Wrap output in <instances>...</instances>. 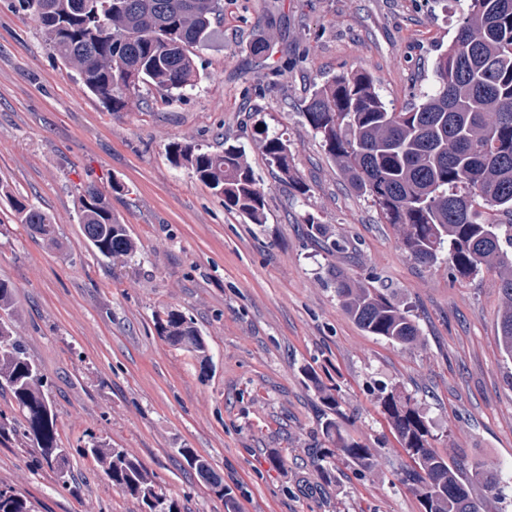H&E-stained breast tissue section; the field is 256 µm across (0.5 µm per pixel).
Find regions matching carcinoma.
<instances>
[{
    "label": "carcinoma",
    "mask_w": 512,
    "mask_h": 512,
    "mask_svg": "<svg viewBox=\"0 0 512 512\" xmlns=\"http://www.w3.org/2000/svg\"><path fill=\"white\" fill-rule=\"evenodd\" d=\"M19 8L35 16L52 50L77 70L83 85L119 112L142 84L163 96L196 87L197 50L211 39L221 0H19ZM433 73V86L420 102L397 112L382 99L369 72H343L314 85L303 116L381 219L402 227V245L412 259L433 264L446 250L449 268L461 275L498 271L504 300L499 345L512 359V260L502 249L503 238H512V0H471ZM254 137L280 181L302 195L310 192L292 165L288 140L263 122L255 125ZM170 153L175 164L190 167L223 197L225 208L254 224L264 222L265 192L242 149L230 144L211 151L176 143ZM12 208L17 223L56 239L55 225L40 208L20 199L12 200ZM79 223L99 256L130 259L137 253L127 225L93 184L83 188ZM375 280L335 275L341 306L373 336L416 342L419 328L410 310ZM15 301V285L0 279V390L11 394L26 435L65 484L68 470L60 462L68 449L57 439L45 375L25 344L12 336ZM155 328L199 360L200 370L207 368V342L191 318L167 307L157 314ZM306 377L326 407L336 411L335 396L317 374L308 371ZM379 403L412 462L403 484L424 512H479L470 485L479 481L495 492L499 471L482 464L468 469L433 447L430 427L410 395L384 387ZM322 435L330 444L318 449L323 477H331L338 455L363 469L372 466L370 449L344 438L335 418H325ZM178 452L195 475L213 472L193 449ZM82 453L103 463L112 486L140 501L144 512H181L178 500L124 449L107 448L92 436ZM0 512H33V507L20 493L0 486Z\"/></svg>",
    "instance_id": "1"
}]
</instances>
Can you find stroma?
I'll return each mask as SVG.
<instances>
[{
  "mask_svg": "<svg viewBox=\"0 0 512 512\" xmlns=\"http://www.w3.org/2000/svg\"><path fill=\"white\" fill-rule=\"evenodd\" d=\"M223 3L198 52L197 88L164 100L143 85L115 112L17 0H0V278L17 288L13 334L47 377L72 474L58 482L0 393V484L35 512H143L81 455L94 435L140 461L186 512H421L379 406L387 386L413 398L434 447L501 470L503 495L473 485L480 512H512V360L497 341V273L461 278L447 259L410 258L401 228L381 222L303 117L314 84L359 66L393 108L417 100L469 0ZM259 40L269 49L257 56ZM262 121L287 139L307 197L273 175L252 137ZM186 142L242 146L266 193L264 223L175 165L169 147ZM90 182L137 239L133 258L90 251L78 222ZM15 197L50 215L57 243L15 223ZM311 218L327 236H307ZM336 270L376 274L409 308L418 341L364 332L336 297ZM170 306L205 336L208 371L157 335L155 316ZM310 370L333 388L342 432L372 449L373 470L340 459L332 479L321 476L326 408ZM183 448L209 460L234 508L197 479Z\"/></svg>",
  "mask_w": 512,
  "mask_h": 512,
  "instance_id": "35a3bbf8",
  "label": "stroma"
}]
</instances>
